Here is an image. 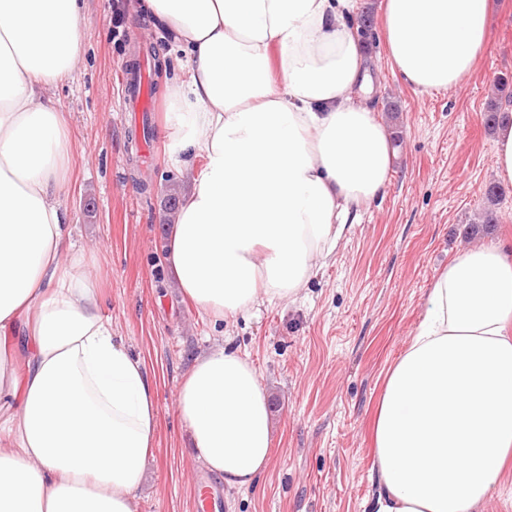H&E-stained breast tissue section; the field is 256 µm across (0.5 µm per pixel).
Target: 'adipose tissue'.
I'll list each match as a JSON object with an SVG mask.
<instances>
[{
    "label": "adipose tissue",
    "mask_w": 512,
    "mask_h": 512,
    "mask_svg": "<svg viewBox=\"0 0 512 512\" xmlns=\"http://www.w3.org/2000/svg\"><path fill=\"white\" fill-rule=\"evenodd\" d=\"M357 0H138L183 54L166 140L189 187L165 258L214 319L295 303L393 152L366 100ZM382 39L414 89H449L488 37L489 0H384ZM83 0H0V512H136L157 425L143 362L112 335L98 280L70 253L73 155L43 87L74 77ZM27 356L15 372L18 346ZM199 460L250 486L272 452L248 355L203 351L177 392ZM512 456V253L459 250L386 374L366 512H480Z\"/></svg>",
    "instance_id": "1"
}]
</instances>
